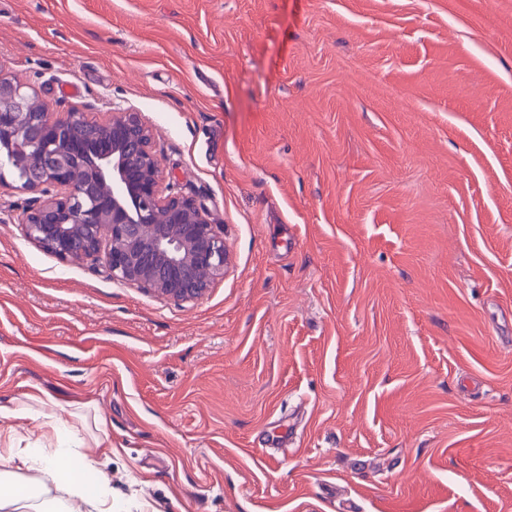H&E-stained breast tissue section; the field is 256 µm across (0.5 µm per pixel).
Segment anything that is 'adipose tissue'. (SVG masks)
I'll list each match as a JSON object with an SVG mask.
<instances>
[{"label":"adipose tissue","instance_id":"ef3b65f1","mask_svg":"<svg viewBox=\"0 0 512 512\" xmlns=\"http://www.w3.org/2000/svg\"><path fill=\"white\" fill-rule=\"evenodd\" d=\"M46 407L42 417L56 444L10 448L12 467L0 471V512H72L74 498L84 500L95 512H145L140 504L114 505L112 490L95 461L81 453L75 429L60 423L61 413L73 417L76 409L53 401Z\"/></svg>","mask_w":512,"mask_h":512}]
</instances>
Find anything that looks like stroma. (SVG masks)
I'll return each mask as SVG.
<instances>
[{
    "mask_svg": "<svg viewBox=\"0 0 512 512\" xmlns=\"http://www.w3.org/2000/svg\"><path fill=\"white\" fill-rule=\"evenodd\" d=\"M0 75L140 112L229 252L112 281L4 174L0 404L149 512H512V0H0Z\"/></svg>",
    "mask_w": 512,
    "mask_h": 512,
    "instance_id": "stroma-1",
    "label": "stroma"
}]
</instances>
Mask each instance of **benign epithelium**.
Returning <instances> with one entry per match:
<instances>
[{
    "instance_id": "7a95c632",
    "label": "benign epithelium",
    "mask_w": 512,
    "mask_h": 512,
    "mask_svg": "<svg viewBox=\"0 0 512 512\" xmlns=\"http://www.w3.org/2000/svg\"><path fill=\"white\" fill-rule=\"evenodd\" d=\"M33 93L0 76V132L24 157L0 150L32 194L19 223L36 247L62 262L103 267L112 280L176 300L201 298L224 276V236L204 203L164 180L152 130L138 112L112 105L99 123L92 164L78 130L83 112H44L22 121ZM101 184L111 186L104 196Z\"/></svg>"
}]
</instances>
